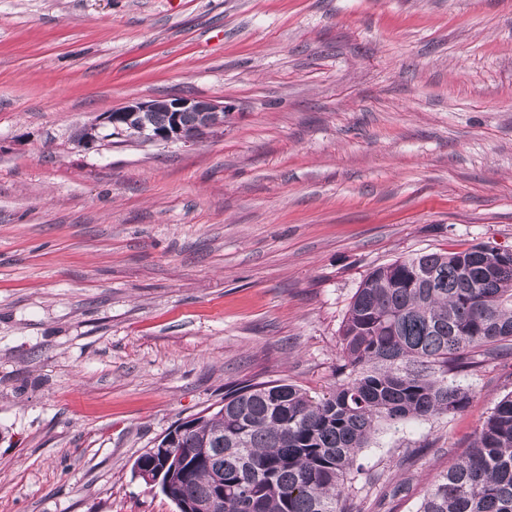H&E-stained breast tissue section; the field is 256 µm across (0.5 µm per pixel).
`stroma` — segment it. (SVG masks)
Masks as SVG:
<instances>
[{
    "instance_id": "1",
    "label": "stroma",
    "mask_w": 512,
    "mask_h": 512,
    "mask_svg": "<svg viewBox=\"0 0 512 512\" xmlns=\"http://www.w3.org/2000/svg\"><path fill=\"white\" fill-rule=\"evenodd\" d=\"M229 105L194 143L82 126ZM512 250V0H0V512H177L133 464L244 382L336 385L375 266ZM381 426L353 512H417L512 393ZM139 112L145 113H143V115L133 117L124 125V132L127 137L137 136V138H139L143 124H148L153 128L165 127L170 120L168 112L170 114L174 113L171 127L159 130L144 128L141 135L143 143H189L207 133L208 130L224 125V114H222L219 119L215 117L212 120L213 122L220 120L223 124L211 125L210 123H206L204 125H200L203 124L204 119L206 118L205 116H201V113L226 112V116L229 115L224 104L195 96L161 97L149 100H135L129 101L125 105L113 109L111 112L112 114L103 116L96 123L85 126L83 129L89 133V137H87V133L81 130L77 135L76 140L80 141L85 138L82 145H86L88 147L99 141H108L112 138L123 136L124 132L122 124L126 121L127 114L132 113V115H135ZM180 113H182L181 123L184 127L199 126L193 129L184 128L180 124ZM104 130L108 131V133H103L102 131ZM109 133H113L112 136L105 137V135Z\"/></svg>"
}]
</instances>
